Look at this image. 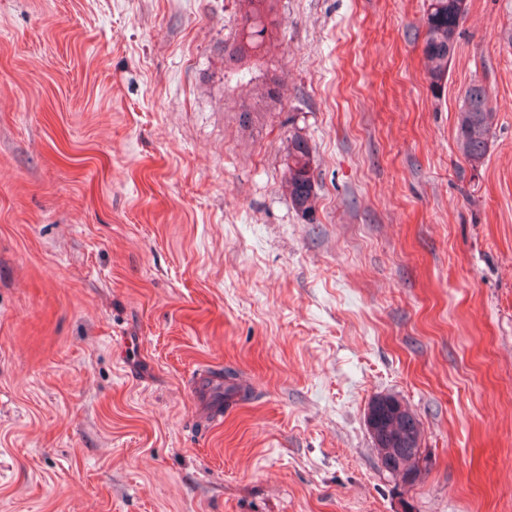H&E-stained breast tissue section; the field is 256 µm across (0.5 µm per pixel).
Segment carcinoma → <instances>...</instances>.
Instances as JSON below:
<instances>
[{"label": "carcinoma", "mask_w": 512, "mask_h": 512, "mask_svg": "<svg viewBox=\"0 0 512 512\" xmlns=\"http://www.w3.org/2000/svg\"><path fill=\"white\" fill-rule=\"evenodd\" d=\"M241 3V24L237 38L230 49L224 50V54L235 64H242L259 55L275 27L273 15L277 0H241ZM466 10L467 0H429L423 54L431 88L435 92L440 91L443 80L448 76V66L456 51ZM494 118L495 106L488 85L479 80L470 82L459 100L456 143L460 154L474 172L482 168L486 161ZM312 163V148L308 140L299 134L290 136L284 187L292 205L308 218L314 214L316 204ZM397 451L410 461L408 471L411 476L407 482H415L422 474L421 428H416L410 437L402 436Z\"/></svg>", "instance_id": "obj_1"}]
</instances>
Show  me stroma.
Listing matches in <instances>:
<instances>
[{"instance_id": "obj_1", "label": "stroma", "mask_w": 512, "mask_h": 512, "mask_svg": "<svg viewBox=\"0 0 512 512\" xmlns=\"http://www.w3.org/2000/svg\"><path fill=\"white\" fill-rule=\"evenodd\" d=\"M467 4L436 94L428 0H278L244 70L239 0H0V512H512V0ZM205 367L248 400L213 417ZM380 395L421 423L415 485ZM495 114L488 85L479 80L470 82L459 100L456 143L472 171H478L486 161ZM312 163V148L308 140L299 134L290 136L284 187L292 205L308 218L314 214L316 204ZM380 403H382L384 405L388 404V405L396 406L399 411H404V406L401 402L395 403L391 400L380 399L376 402H372L367 409V413H366L367 427H368L373 439L378 444V446L384 447L385 445L382 440L381 433H380L379 426H378L377 419H376V408L379 406ZM377 413H378V418L381 421V423L383 424V426L389 427V425L391 423V417H390V415H388V413L385 410L383 405L378 407Z\"/></svg>"}]
</instances>
